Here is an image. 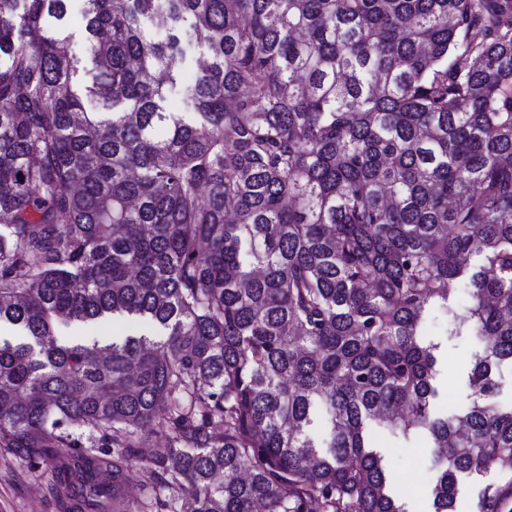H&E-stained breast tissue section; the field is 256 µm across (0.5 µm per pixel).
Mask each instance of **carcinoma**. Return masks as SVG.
Returning <instances> with one entry per match:
<instances>
[{"mask_svg":"<svg viewBox=\"0 0 512 512\" xmlns=\"http://www.w3.org/2000/svg\"><path fill=\"white\" fill-rule=\"evenodd\" d=\"M71 2L0 0V448L112 437L65 512L134 460L154 512H406L375 429L430 441V512H512V0H78L90 81ZM433 308L481 347L451 416ZM116 315L155 334L60 339ZM70 31L73 34V40L71 43L72 53L81 60L83 65L90 67V54L85 41L82 18L78 12L76 2H73Z\"/></svg>","mask_w":512,"mask_h":512,"instance_id":"carcinoma-1","label":"carcinoma"}]
</instances>
